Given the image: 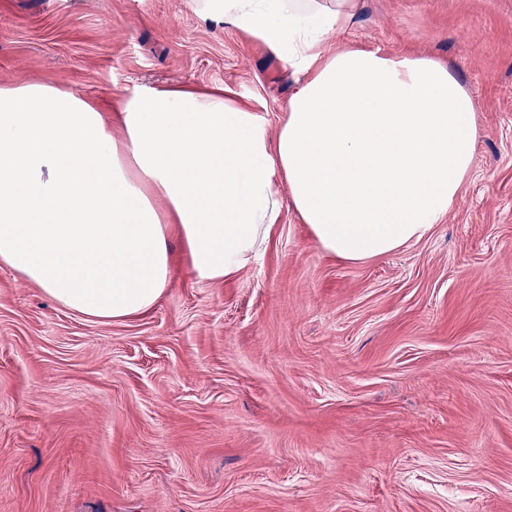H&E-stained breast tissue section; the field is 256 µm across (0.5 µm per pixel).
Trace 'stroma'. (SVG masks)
<instances>
[{"label": "stroma", "instance_id": "35a3bbf8", "mask_svg": "<svg viewBox=\"0 0 512 512\" xmlns=\"http://www.w3.org/2000/svg\"><path fill=\"white\" fill-rule=\"evenodd\" d=\"M343 39L455 61L457 206L356 264L284 211L258 263L181 264L124 320L0 267V512H512V0H360ZM31 81L220 87L274 128L294 87L190 0H0V85Z\"/></svg>", "mask_w": 512, "mask_h": 512}]
</instances>
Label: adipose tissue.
<instances>
[{
    "label": "adipose tissue",
    "instance_id": "ef3b65f1",
    "mask_svg": "<svg viewBox=\"0 0 512 512\" xmlns=\"http://www.w3.org/2000/svg\"><path fill=\"white\" fill-rule=\"evenodd\" d=\"M300 77L278 128L223 90L145 87L107 112L75 90L0 86V266L91 320L150 311L262 256L284 209L363 262L422 239L471 177L480 117L447 61L329 46L358 0H191Z\"/></svg>",
    "mask_w": 512,
    "mask_h": 512
}]
</instances>
